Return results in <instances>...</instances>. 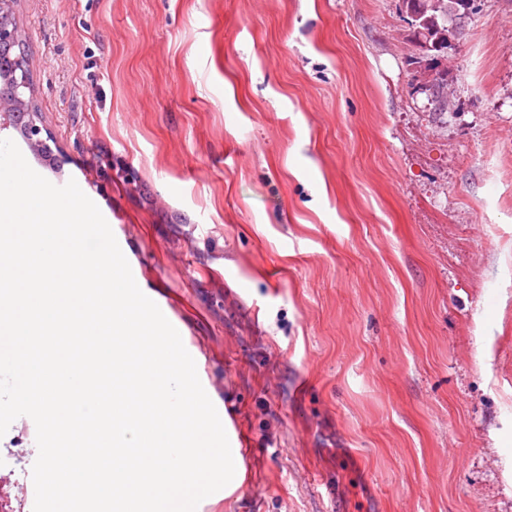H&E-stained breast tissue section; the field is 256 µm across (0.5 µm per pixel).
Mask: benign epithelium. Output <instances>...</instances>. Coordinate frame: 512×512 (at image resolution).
I'll use <instances>...</instances> for the list:
<instances>
[{
  "mask_svg": "<svg viewBox=\"0 0 512 512\" xmlns=\"http://www.w3.org/2000/svg\"><path fill=\"white\" fill-rule=\"evenodd\" d=\"M17 0H0V78L5 86L0 89V130L20 128L24 132L30 149L42 154L46 139L43 127L38 124L37 110L33 99L31 66L28 58L13 54L14 48L22 44V34L15 19ZM455 46V38L436 45L438 53L422 61L419 70V85L427 90L443 73L448 50Z\"/></svg>",
  "mask_w": 512,
  "mask_h": 512,
  "instance_id": "obj_1",
  "label": "benign epithelium"
}]
</instances>
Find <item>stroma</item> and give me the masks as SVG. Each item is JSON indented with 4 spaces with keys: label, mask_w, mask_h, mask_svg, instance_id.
Instances as JSON below:
<instances>
[{
    "label": "stroma",
    "mask_w": 512,
    "mask_h": 512,
    "mask_svg": "<svg viewBox=\"0 0 512 512\" xmlns=\"http://www.w3.org/2000/svg\"><path fill=\"white\" fill-rule=\"evenodd\" d=\"M50 158L202 367L245 465L205 512H512V0L450 109L400 0H18ZM0 437V512L38 452Z\"/></svg>",
    "instance_id": "obj_1"
}]
</instances>
